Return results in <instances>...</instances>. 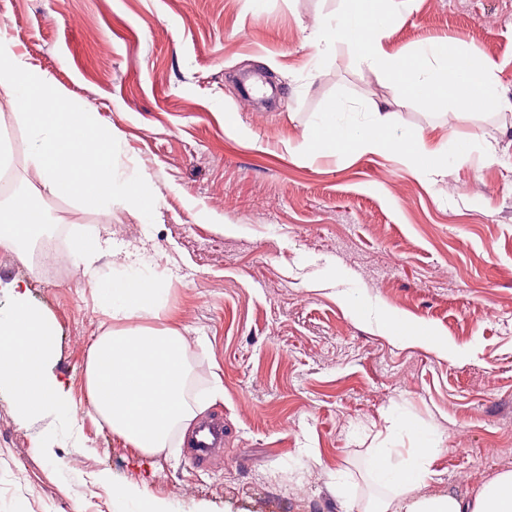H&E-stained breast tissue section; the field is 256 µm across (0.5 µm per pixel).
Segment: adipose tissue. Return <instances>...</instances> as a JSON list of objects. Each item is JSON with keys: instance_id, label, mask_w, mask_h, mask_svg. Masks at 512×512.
I'll return each instance as SVG.
<instances>
[{"instance_id": "adipose-tissue-1", "label": "adipose tissue", "mask_w": 512, "mask_h": 512, "mask_svg": "<svg viewBox=\"0 0 512 512\" xmlns=\"http://www.w3.org/2000/svg\"><path fill=\"white\" fill-rule=\"evenodd\" d=\"M335 15L317 21V48L348 45L379 82L399 88L402 101L419 100L429 108L499 112L512 106L498 78L499 66L468 44L440 39L412 49H395L389 41L391 21L411 10L415 0H343ZM0 88L17 123L30 136V176L26 196L0 207V249L19 261L29 259L28 240L45 222L39 201L50 195L94 206L120 197L141 216L151 215L159 191L150 178L116 172L120 143L99 113L62 94L41 67L18 54L0 34ZM394 103L372 100L367 125L343 122L342 108L330 104L305 126L299 146L318 157L366 154L401 156L417 172L431 177L467 163L473 153L494 156L491 141H462L432 126L398 138L392 131ZM123 271L112 279H92L110 327L91 344L85 367L90 417L120 436L131 448L152 454L166 447L175 430H189L206 405L188 401L190 339L183 336L168 307L166 289L155 273L122 259ZM16 305L0 315V386H6L24 416L66 407L63 383L48 363L56 343L48 318L25 301L26 288L15 286ZM436 454L429 447L372 449L371 481L391 490L368 512H512V469L499 471L479 496L467 500L453 493L417 496L428 481Z\"/></svg>"}]
</instances>
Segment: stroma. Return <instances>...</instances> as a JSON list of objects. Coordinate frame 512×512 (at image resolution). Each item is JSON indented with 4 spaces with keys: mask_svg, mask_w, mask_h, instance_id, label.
I'll return each instance as SVG.
<instances>
[{
    "mask_svg": "<svg viewBox=\"0 0 512 512\" xmlns=\"http://www.w3.org/2000/svg\"><path fill=\"white\" fill-rule=\"evenodd\" d=\"M340 6L0 0L17 52L110 123L124 171L160 192L147 219L117 198L44 197L56 235L99 237L103 279L116 252L158 265L182 333L206 341L189 353L187 398L224 387L206 411L224 421V450L207 468L177 431L151 455L127 447L86 413L105 317L82 267L45 271L0 249V313L24 282L54 324L49 370L70 402L25 417L0 390V512H344L341 482L363 512L379 493L371 449L416 447L417 428L438 450L429 492L473 498L512 468V112L458 115L456 137L498 150L434 182L395 158L303 152L304 125L328 103L360 124L372 98L397 94L344 43L315 58L312 24ZM428 38L496 59L512 99V0H417L390 39ZM228 112L243 134L225 129ZM0 141L26 188L29 134L1 91ZM383 308L436 329L456 355L382 335Z\"/></svg>",
    "mask_w": 512,
    "mask_h": 512,
    "instance_id": "stroma-1",
    "label": "stroma"
}]
</instances>
